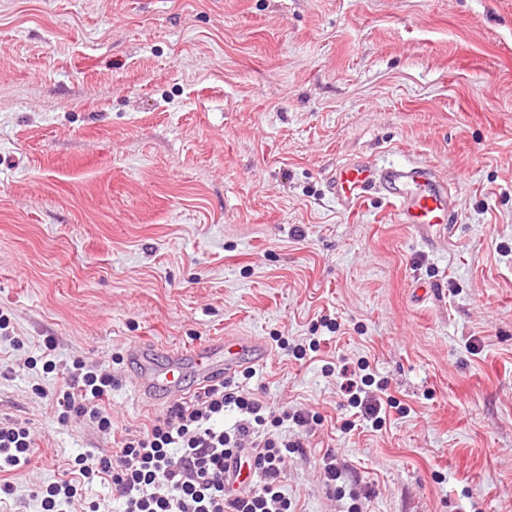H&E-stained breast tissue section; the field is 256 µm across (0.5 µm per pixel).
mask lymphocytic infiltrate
<instances>
[{
  "instance_id": "obj_1",
  "label": "lymphocytic infiltrate",
  "mask_w": 512,
  "mask_h": 512,
  "mask_svg": "<svg viewBox=\"0 0 512 512\" xmlns=\"http://www.w3.org/2000/svg\"><path fill=\"white\" fill-rule=\"evenodd\" d=\"M65 370L67 388L55 397L60 418H82L111 433L101 406L112 393L111 374L78 358ZM229 410L238 415L230 427ZM284 421L266 416L263 403L233 381H215L174 402L150 428L126 434L117 450L76 456L52 482L31 490L35 512H101L100 502L82 494L95 484L111 486L121 512H292L281 480L292 446L275 434ZM36 453L29 421H0V504L15 492L5 473L20 472ZM245 468L250 481L236 485Z\"/></svg>"
}]
</instances>
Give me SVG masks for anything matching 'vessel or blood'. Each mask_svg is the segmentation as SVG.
<instances>
[{"label": "vessel or blood", "mask_w": 512, "mask_h": 512, "mask_svg": "<svg viewBox=\"0 0 512 512\" xmlns=\"http://www.w3.org/2000/svg\"><path fill=\"white\" fill-rule=\"evenodd\" d=\"M329 192L344 208L363 201L371 190L387 200L399 223L438 226L449 223L454 201L446 182L421 162L373 166L356 158L336 167L329 178ZM266 348L243 336H226L193 349H171L158 360L155 348L135 346L130 350L137 372L135 384L143 397L172 402L186 392L187 372H194L199 385L238 371L246 358L263 359Z\"/></svg>", "instance_id": "1"}]
</instances>
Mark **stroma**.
I'll return each mask as SVG.
<instances>
[{"label":"stroma","instance_id":"stroma-1","mask_svg":"<svg viewBox=\"0 0 512 512\" xmlns=\"http://www.w3.org/2000/svg\"><path fill=\"white\" fill-rule=\"evenodd\" d=\"M357 157L437 167L453 224L337 205ZM0 315L18 495L165 415L132 344L248 336L235 382L312 416L283 431L296 512H512V0H0ZM76 358L112 373L111 433L58 416ZM28 420L0 421V472L19 473L36 455Z\"/></svg>","mask_w":512,"mask_h":512}]
</instances>
